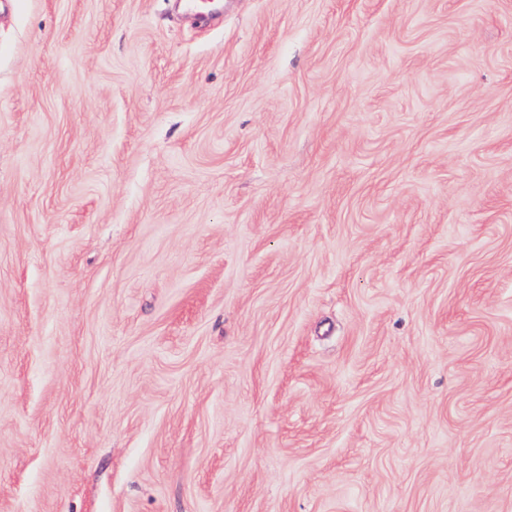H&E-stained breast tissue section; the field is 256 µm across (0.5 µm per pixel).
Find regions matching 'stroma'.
<instances>
[{
  "label": "stroma",
  "instance_id": "1",
  "mask_svg": "<svg viewBox=\"0 0 512 512\" xmlns=\"http://www.w3.org/2000/svg\"><path fill=\"white\" fill-rule=\"evenodd\" d=\"M0 0V512H512V0Z\"/></svg>",
  "mask_w": 512,
  "mask_h": 512
}]
</instances>
